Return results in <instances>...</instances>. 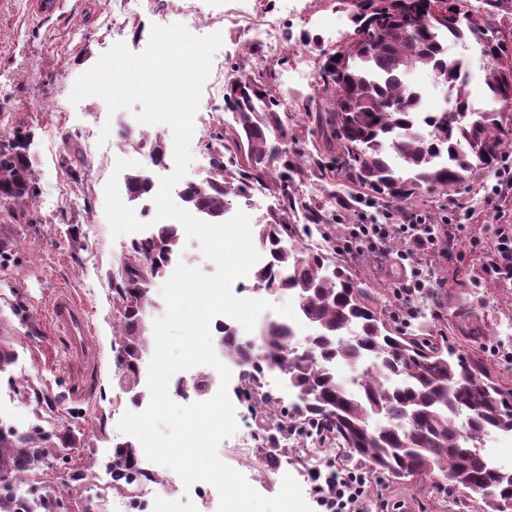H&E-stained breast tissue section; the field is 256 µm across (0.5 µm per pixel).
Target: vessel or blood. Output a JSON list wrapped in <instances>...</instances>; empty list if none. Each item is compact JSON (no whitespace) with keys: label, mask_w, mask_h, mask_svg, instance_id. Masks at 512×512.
<instances>
[{"label":"vessel or blood","mask_w":512,"mask_h":512,"mask_svg":"<svg viewBox=\"0 0 512 512\" xmlns=\"http://www.w3.org/2000/svg\"><path fill=\"white\" fill-rule=\"evenodd\" d=\"M50 327L67 341L66 359L74 371L94 363L98 348L83 304L68 290L59 289L48 306Z\"/></svg>","instance_id":"b4317fda"}]
</instances>
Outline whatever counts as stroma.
Returning <instances> with one entry per match:
<instances>
[{
	"label": "stroma",
	"instance_id": "obj_1",
	"mask_svg": "<svg viewBox=\"0 0 512 512\" xmlns=\"http://www.w3.org/2000/svg\"><path fill=\"white\" fill-rule=\"evenodd\" d=\"M167 0H129L122 17L112 15L111 0H58L55 8L37 12L34 0H0V142L20 133L27 137V155L34 176L35 193L25 207L0 200V334L9 336L17 350L8 373L20 381H34L50 395L64 396L54 414L34 410L19 401L15 415L28 425L52 433H70L78 440L68 464L49 460L44 469L47 486L66 499L68 512H82L95 501V482L79 488L66 486L72 471L101 474L117 444L127 442L118 428L125 412L132 410L131 395L115 377L113 332L119 323L112 284L127 261L137 233L112 238L105 216L104 188L112 175V159L119 156L139 162L153 177L169 175L173 155L166 167L152 165L148 153L125 146L121 137L125 116L109 113L106 103L92 96L71 102L77 78L90 69L114 44L124 43L132 52H142L152 25H170L179 17ZM228 0H202L207 22L201 35L221 30L223 45L213 62L224 69L225 83H232L237 70L262 71L261 48L251 32L224 20ZM269 16L279 18L285 45L271 67L274 75L292 70L299 55H306L313 68H320L323 54L332 42L325 30L347 33L352 28L350 4L336 0H309L306 13L284 6L283 0H261ZM312 41L302 45L301 33ZM452 57L468 63L469 99L478 109L491 106L484 83L485 61L479 51L459 44L448 47ZM320 85H299L288 93V110L282 120L300 143H311L306 117L309 99L321 93ZM233 114L224 97H202L191 141L192 162L187 181L203 177L213 157L206 148L210 133L232 123ZM111 134L99 151H90L103 125ZM495 174L449 193L448 197L415 199L401 223L421 216L436 224L452 219L458 224L457 245L448 255L432 253L433 274L448 292H456L466 267L472 262V245L493 239L499 224H512V188L497 189ZM73 291L88 310L98 345V357L85 372L69 371L65 365V340L47 320L48 302L55 290ZM482 299L467 320L448 318V346L478 357L501 384L512 388V344L498 340V333L512 335V281L482 288ZM471 338H464V331ZM238 430L222 441L219 458L241 472L261 495L275 496L284 475L306 484L313 466L297 451L288 450L267 462L258 441L262 421L247 404L234 400ZM469 491L453 485L441 473L413 482H398L385 475L367 480L364 512H461Z\"/></svg>",
	"mask_w": 512,
	"mask_h": 512
}]
</instances>
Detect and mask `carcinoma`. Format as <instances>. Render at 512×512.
<instances>
[{
    "mask_svg": "<svg viewBox=\"0 0 512 512\" xmlns=\"http://www.w3.org/2000/svg\"><path fill=\"white\" fill-rule=\"evenodd\" d=\"M463 0H356L353 31L328 53L318 78L330 93L317 131L327 150L315 147L313 166H304L294 134L279 115V93L270 88L272 71L243 72L228 89L233 133H215L213 169L183 190L187 204L208 219H220L233 199L253 181L271 179L282 194L283 212L254 225L270 260L255 274L258 289L297 300L301 320L314 333L299 337L288 323H266L258 341L243 340L224 325V358L241 368L238 394L260 418H276L275 430L313 425L333 438L348 456L372 475L387 472L399 480L434 469L448 482L476 483L512 512V471L491 466L481 448L494 433H512V389L502 386L482 361L461 349L433 341L448 309L468 317L473 305L456 294L428 293L429 315L403 324L383 308L378 292L352 267L354 256L342 248L333 256L305 254L300 231L311 227L330 235L332 220L316 204H303L308 224L290 223L297 201L288 193L296 181L312 176L340 179L366 191L367 201L398 212L427 193L446 195L504 163L512 153V121L497 111H472L467 75L460 59L448 58V43L474 40L487 60L484 80L493 98L512 97V41L480 13L462 10ZM431 71L448 88L457 110L420 112L419 92L406 82L415 68ZM146 145L159 164L166 148L140 133L129 139ZM231 153L224 160V152ZM129 198L151 193V175L126 174ZM34 189L27 145L19 137L0 145V195L26 204ZM181 233L157 224L131 246L132 261L114 284L121 325L116 378L129 392L138 385V366L146 351L141 336V306L152 304L151 280L177 252ZM17 353L0 336V373ZM352 376L336 375V364ZM280 370L294 396L286 405L265 390L268 372ZM22 400L56 408V401L33 383L21 386ZM72 438L53 441L36 429H0V478L40 479L51 452L66 461ZM43 452L38 454L36 449ZM139 450L131 443L117 452L118 463L137 472Z\"/></svg>",
    "mask_w": 512,
    "mask_h": 512,
    "instance_id": "1",
    "label": "carcinoma"
}]
</instances>
